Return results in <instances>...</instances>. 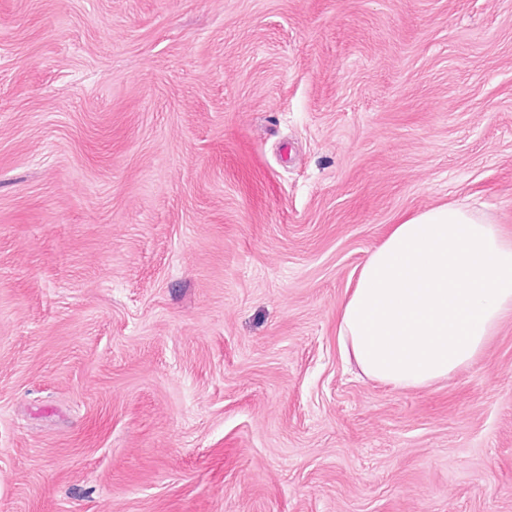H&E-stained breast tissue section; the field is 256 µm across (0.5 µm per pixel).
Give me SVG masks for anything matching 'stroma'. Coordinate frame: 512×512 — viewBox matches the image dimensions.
I'll use <instances>...</instances> for the list:
<instances>
[{
	"label": "stroma",
	"mask_w": 512,
	"mask_h": 512,
	"mask_svg": "<svg viewBox=\"0 0 512 512\" xmlns=\"http://www.w3.org/2000/svg\"><path fill=\"white\" fill-rule=\"evenodd\" d=\"M456 203L512 239V0H0V512H512V313L337 340Z\"/></svg>",
	"instance_id": "obj_1"
}]
</instances>
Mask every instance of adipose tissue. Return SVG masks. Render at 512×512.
<instances>
[{
	"label": "adipose tissue",
	"instance_id": "ef3b65f1",
	"mask_svg": "<svg viewBox=\"0 0 512 512\" xmlns=\"http://www.w3.org/2000/svg\"><path fill=\"white\" fill-rule=\"evenodd\" d=\"M512 311V240L461 204L394 225L361 266L338 340L367 376L422 387L473 364Z\"/></svg>",
	"mask_w": 512,
	"mask_h": 512
}]
</instances>
